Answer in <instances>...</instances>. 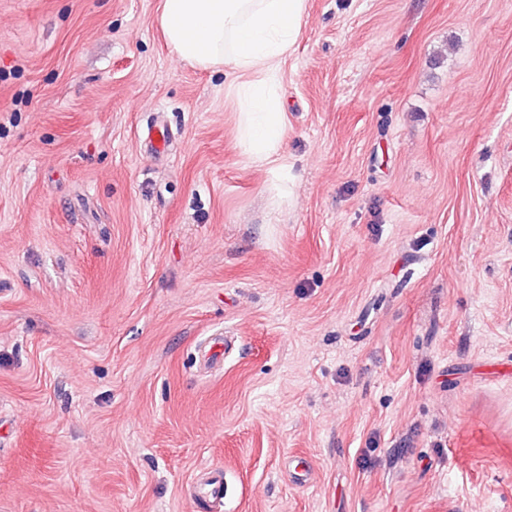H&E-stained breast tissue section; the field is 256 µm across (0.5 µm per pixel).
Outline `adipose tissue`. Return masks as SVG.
I'll return each mask as SVG.
<instances>
[{
    "mask_svg": "<svg viewBox=\"0 0 512 512\" xmlns=\"http://www.w3.org/2000/svg\"><path fill=\"white\" fill-rule=\"evenodd\" d=\"M307 0H160L167 46L187 64L228 68L239 121L237 139L249 164L271 177L276 197L288 196L281 146L285 112L282 67L306 22Z\"/></svg>",
    "mask_w": 512,
    "mask_h": 512,
    "instance_id": "adipose-tissue-1",
    "label": "adipose tissue"
}]
</instances>
